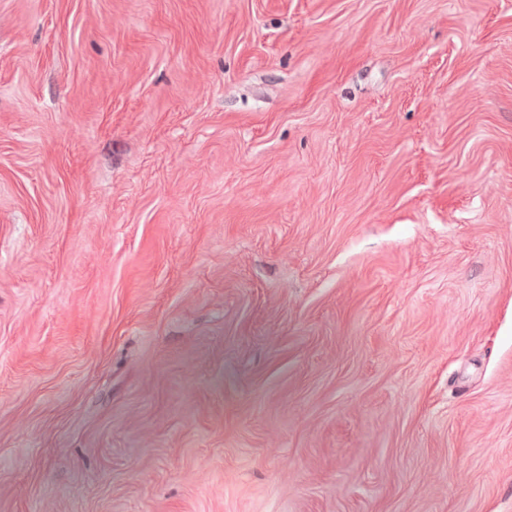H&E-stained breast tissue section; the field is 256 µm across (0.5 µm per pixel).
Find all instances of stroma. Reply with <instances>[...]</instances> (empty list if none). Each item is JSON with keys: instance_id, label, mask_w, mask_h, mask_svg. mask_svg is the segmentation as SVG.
I'll return each mask as SVG.
<instances>
[{"instance_id": "1", "label": "stroma", "mask_w": 512, "mask_h": 512, "mask_svg": "<svg viewBox=\"0 0 512 512\" xmlns=\"http://www.w3.org/2000/svg\"><path fill=\"white\" fill-rule=\"evenodd\" d=\"M0 512H512V0H0Z\"/></svg>"}]
</instances>
